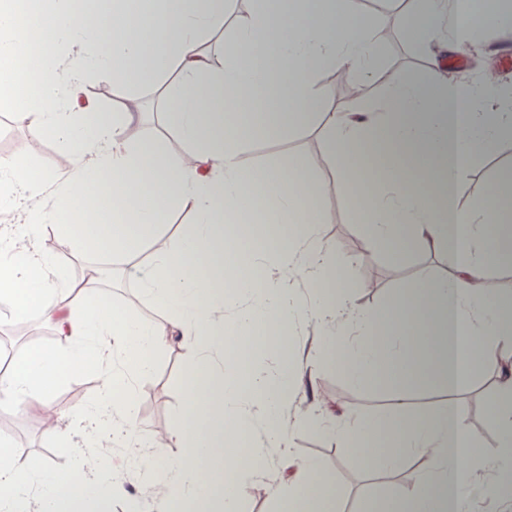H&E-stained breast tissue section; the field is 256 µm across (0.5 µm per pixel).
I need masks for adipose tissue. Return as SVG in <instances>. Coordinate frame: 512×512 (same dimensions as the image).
<instances>
[{
  "instance_id": "1",
  "label": "adipose tissue",
  "mask_w": 512,
  "mask_h": 512,
  "mask_svg": "<svg viewBox=\"0 0 512 512\" xmlns=\"http://www.w3.org/2000/svg\"><path fill=\"white\" fill-rule=\"evenodd\" d=\"M232 11L233 0H140L136 9L128 0H30L29 18L19 23L0 8V57L22 60L37 76L24 95L1 83L0 110L14 112L35 134L66 139L74 157L48 204L0 232V299L17 320L54 325L66 338L61 347L25 351L0 378V409L50 408L65 373L96 372L101 380L97 403L76 415L95 427L67 474L57 476L47 462L17 468L12 454L0 450V512H26L35 488L44 512H81L89 477L119 486L118 471L96 451L100 432L119 430L136 444L134 383L153 370L157 351L175 335L194 351L197 371L173 428L181 448L176 470L150 466L138 473L153 484L157 501L168 506L185 497L196 512H239L248 481L259 475L258 460L274 451L291 472L276 512H332V482L318 460L293 447L298 422L281 418L299 391L292 357L280 354L276 366L249 373L241 363L245 356H265L262 331L284 333L312 318L331 338L322 360L352 382L402 393L429 381L452 393L430 412L381 407L364 420L328 425L369 467L393 469L408 455L430 460V470L400 493L396 512H464L474 462L488 461L492 473L512 469V304L490 281L491 265L512 244V176L474 185L468 206L455 200L472 153L512 136V94L499 93L492 111H485L482 86L439 85L446 61L433 53L430 94L407 76L387 77L389 122L323 112L329 186L356 182L355 157L380 154L387 170L367 208L371 246L398 258L426 239L453 257L450 275L423 278L387 311H351L340 324L335 301L319 293L334 266L321 212L307 210L292 237L271 234L302 196L305 161L278 159L249 170L239 154L251 140L283 137L293 121L312 117L313 79L320 72L378 71L380 31L371 16L359 14L358 0H253L236 21L227 51L206 52L205 43ZM418 15L424 22L414 32L424 42L445 22L458 43L478 26L512 30L506 2L488 11L481 0H449L444 8L438 0H406L404 21ZM140 23L153 51L137 38ZM70 42L90 50V59L63 66ZM90 70L125 85L147 75L163 78V125L186 142L188 153L172 158L156 143L125 144L126 127L140 117L136 104L120 112L77 107ZM32 166L25 157L0 158L1 214L39 193ZM175 209L191 212L194 222L177 246L151 255L153 273L141 285L144 300L166 312L163 324L116 307L88 311V288H76L67 270L35 247L51 223L83 252L105 249L129 258ZM266 266L282 274L256 286L254 274ZM298 275L312 296L294 288ZM228 280L242 301L229 334ZM231 349L233 362L226 357ZM491 369L489 410L500 438L489 450L468 431L453 393L468 377ZM255 408L266 422L259 441L252 438ZM228 446H250L254 453L229 466Z\"/></svg>"
}]
</instances>
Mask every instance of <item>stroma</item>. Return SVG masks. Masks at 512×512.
<instances>
[{
  "instance_id": "1",
  "label": "stroma",
  "mask_w": 512,
  "mask_h": 512,
  "mask_svg": "<svg viewBox=\"0 0 512 512\" xmlns=\"http://www.w3.org/2000/svg\"><path fill=\"white\" fill-rule=\"evenodd\" d=\"M381 28L390 30L389 40L376 45L375 54L381 70H397L411 76L422 92L430 90L428 49L418 43L406 27L392 24L391 15L376 13ZM475 38L486 41V48L468 54L463 68H444L443 80L456 84L487 73L496 75L502 83L512 85V67L503 66L501 58L512 53L511 45H498V37L492 28L474 33ZM315 91L326 109L341 112H360L379 115L383 112L385 86L378 77L356 73L336 77L332 72L318 74L314 80ZM157 79L147 77L126 86L113 83L89 73L82 100L102 111H112L128 101H135L141 118L125 130V140L131 145L150 146L160 143L170 157L183 155L186 144L174 134L161 136L154 113L158 107ZM328 141L319 121L311 120L291 130L280 141L257 139L251 142L241 155L247 166H257L278 158L304 157L309 169L311 197L309 203L317 207L325 217L323 234L326 244L336 259L335 286L347 287L354 307L362 310L381 311L390 306L400 289L415 287L417 281L428 275H444L448 272V252L440 245L429 242L414 245L401 258L389 252L375 251L366 260H359L358 252L366 244L364 202L372 195L369 184H362L356 194L326 188L327 172L320 161ZM30 156L36 161L33 172L45 177L68 169L72 158L68 146L60 138L36 136L26 122L16 116L0 112V157ZM512 170V144L500 145L494 153L475 154L457 186V200L468 204L470 188L474 183L493 179ZM38 247L54 256L74 279H82L93 254L76 253L55 227H47L40 235ZM100 285L104 289L102 301L123 307L143 318L163 321L162 310L143 303L140 299L138 272L130 267L113 272L111 266H102ZM8 338L11 346L24 350L29 337H39L41 344L55 347L60 343L56 332L47 325H30L14 320L7 303L0 302V337ZM193 358L192 351L180 339H172L157 357L154 372L136 382L134 387V418L140 439L145 447L138 455H131L123 443L104 435L101 449L107 464L119 468L124 475L121 492L98 498L96 512H126L133 500H142L140 512H157L158 505L151 489L145 488L135 477L137 469L147 465L163 464L175 467L179 450L166 448L156 453L150 448L151 439L171 436L172 428L183 406L184 380ZM311 385L302 389L294 403L296 416H320L323 406L335 408L339 418L361 419L381 406H390L393 391L377 386L355 384L335 368L324 363L307 362ZM493 378L485 372L460 387L456 395L466 408V424L469 431L483 447H494L498 431L490 422L488 411L489 393L486 388ZM100 379L95 374H83L64 378L53 394V401L61 410L58 421L51 426L43 425L31 411L9 410L0 412V438L10 444L17 466L27 467L38 461H49L60 474L67 473L74 465L78 451L82 450L85 431L77 426L73 413L89 406L97 397ZM67 440L69 452H59L57 444ZM294 447L302 455L319 460L328 477L339 491L338 512H354L362 501L375 499L385 506H392L393 495L404 483L399 471L382 475L368 471L347 444L334 441L324 432L311 428L298 433ZM265 473L251 482L242 502V512H274L273 489L282 483L278 464L270 459L259 462ZM482 465H473L467 487L466 512H512V497L492 495L482 478Z\"/></svg>"
}]
</instances>
